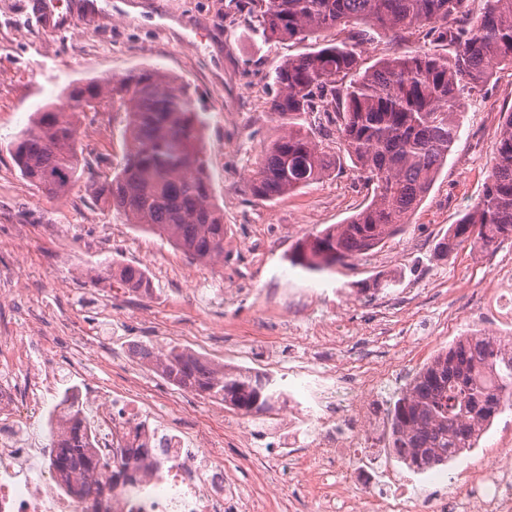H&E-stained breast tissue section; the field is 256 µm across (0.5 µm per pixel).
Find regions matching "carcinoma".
<instances>
[{
	"label": "carcinoma",
	"mask_w": 512,
	"mask_h": 512,
	"mask_svg": "<svg viewBox=\"0 0 512 512\" xmlns=\"http://www.w3.org/2000/svg\"><path fill=\"white\" fill-rule=\"evenodd\" d=\"M466 0H247L259 8L271 38L316 39L325 30L359 21L393 34L426 30L430 46L361 68L354 39L317 45L274 70L278 92L271 110L283 134L270 143L250 181L252 195L273 201L322 179L336 160L307 128L321 115L336 132L359 177L374 186L368 205L298 243L288 261L323 272L373 250L402 230L432 188L459 133L466 92L478 90L495 64L512 65V0H484L468 17ZM73 113L105 102L125 115L120 169L94 187L95 200L143 231L166 238L191 258L224 255V216L212 200L200 142L204 121L182 90L157 69L89 83L68 95ZM77 129L48 106L13 143L22 175L49 196L68 193L85 167ZM512 238V112L503 114L494 162L482 198L437 244L441 257L468 243L486 252ZM128 289L149 292L144 272L121 266L110 273ZM490 335H464L419 369L388 407L390 444L417 471L446 465L474 448L484 429L512 404V353ZM136 358L174 386L216 399L244 416L273 409L282 390L273 378L229 370L176 346L160 354L146 344ZM84 420L75 415L58 429L50 465L83 499L89 480L134 484L126 464L88 448Z\"/></svg>",
	"instance_id": "carcinoma-1"
}]
</instances>
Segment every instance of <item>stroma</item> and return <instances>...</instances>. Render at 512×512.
Masks as SVG:
<instances>
[{
	"mask_svg": "<svg viewBox=\"0 0 512 512\" xmlns=\"http://www.w3.org/2000/svg\"><path fill=\"white\" fill-rule=\"evenodd\" d=\"M38 0H0V271L23 277L0 288V304L21 293L47 313H59L90 339L83 364L66 375L110 380L104 352L124 355V366L157 388L165 381L137 358L133 345L188 348L214 364L247 366L287 383L302 345L258 328L261 320L288 321L293 294L325 291L298 320L301 328L336 325L340 360L361 349L392 361L393 381L412 374L466 331L503 334L511 329L476 298L496 275L512 268V238L478 253L461 246L438 257L436 243L482 197L504 113L512 111V68L497 66L480 91L464 95L460 130L445 165L403 231L358 259L313 273L292 267L296 243L344 223L371 200L350 159L341 158L335 126L313 128L324 152L341 159L336 171L295 193L264 202L249 180L263 149L283 129L271 114L274 70L310 52L312 42L271 39L240 0H63L68 22L52 29ZM360 45L365 66L428 43L424 32L396 38L366 28ZM155 68L186 89L192 111L204 120L202 150L215 203L224 214V255L201 263L167 240L128 224L99 206L92 181L111 177L124 156L122 114L75 116L77 146L94 169L64 196L50 197L25 180L10 148L46 106L62 107L69 89ZM142 268L149 293L125 289L108 276L111 264ZM512 441V411L501 413L477 448L443 467L444 483L427 484L389 449L355 448L347 464L381 459L382 475L404 484L406 512H431V500L458 487L470 461ZM275 436L225 440L224 466L268 512H292L299 487L312 474L282 461L257 473L252 458L274 455Z\"/></svg>",
	"mask_w": 512,
	"mask_h": 512,
	"instance_id": "obj_1",
	"label": "stroma"
}]
</instances>
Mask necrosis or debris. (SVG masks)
<instances>
[{
    "label": "necrosis or debris",
    "instance_id": "1",
    "mask_svg": "<svg viewBox=\"0 0 512 512\" xmlns=\"http://www.w3.org/2000/svg\"><path fill=\"white\" fill-rule=\"evenodd\" d=\"M84 346L83 337L56 324L24 343L0 336V512H86V503L52 470L42 440L44 414L59 425L76 409L100 455L117 460L126 448L153 451L128 462L138 487L98 480L96 496L105 512H264L263 503L225 472L223 434L201 430L178 398L156 403L148 383L127 373L111 385L90 381L59 388L49 361ZM389 375L368 352L343 368L339 377L349 398L339 413L319 415L306 407L305 383L289 390L288 436L307 440L315 512H356V492L369 495L376 512H404L397 485L381 482L373 467H344L348 449L372 445L376 437L378 415L370 398ZM434 512H512V448L470 463L463 491L438 499Z\"/></svg>",
    "mask_w": 512,
    "mask_h": 512
}]
</instances>
